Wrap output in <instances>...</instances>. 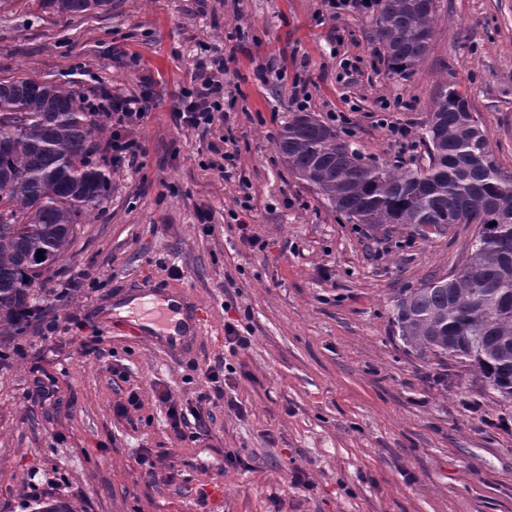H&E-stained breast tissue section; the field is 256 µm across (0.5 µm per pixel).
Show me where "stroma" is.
Masks as SVG:
<instances>
[{
    "label": "stroma",
    "instance_id": "obj_1",
    "mask_svg": "<svg viewBox=\"0 0 512 512\" xmlns=\"http://www.w3.org/2000/svg\"><path fill=\"white\" fill-rule=\"evenodd\" d=\"M376 15L324 0H111L71 15L0 0V78L146 105L134 169L113 167L112 124L99 120L110 193L53 265L38 319L0 337V512H32L39 498L77 512H512V399L420 358L392 324L402 291L462 266L474 225L421 236L349 223L276 149L300 83L308 113L365 163L423 167L427 113L448 81L512 175V0H437L409 75L379 53ZM217 56L226 120L176 126L178 94ZM227 150L229 179L213 167ZM242 222L264 250L241 239ZM157 281L204 316L202 332L172 346L111 317ZM228 320L249 340L234 354ZM219 363L217 396L205 372ZM158 388L204 429L176 433Z\"/></svg>",
    "mask_w": 512,
    "mask_h": 512
}]
</instances>
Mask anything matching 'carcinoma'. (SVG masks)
Listing matches in <instances>:
<instances>
[{"label":"carcinoma","instance_id":"1","mask_svg":"<svg viewBox=\"0 0 512 512\" xmlns=\"http://www.w3.org/2000/svg\"><path fill=\"white\" fill-rule=\"evenodd\" d=\"M374 37L388 67L410 74L434 34L427 0H379ZM61 13L102 9L109 0H44ZM428 165L387 171L363 162L336 129L309 115L286 125L278 153L301 181L353 224H426L442 232L448 212L476 214L463 269L410 288L393 325L421 358L473 368L512 399V175L473 155L489 137L456 85H441L427 116ZM92 113L73 90L31 76L0 79V336L22 335L40 313L42 276L66 256L75 227L99 207L109 177L93 163ZM43 260H38V251ZM33 512H75L66 501H38Z\"/></svg>","mask_w":512,"mask_h":512}]
</instances>
